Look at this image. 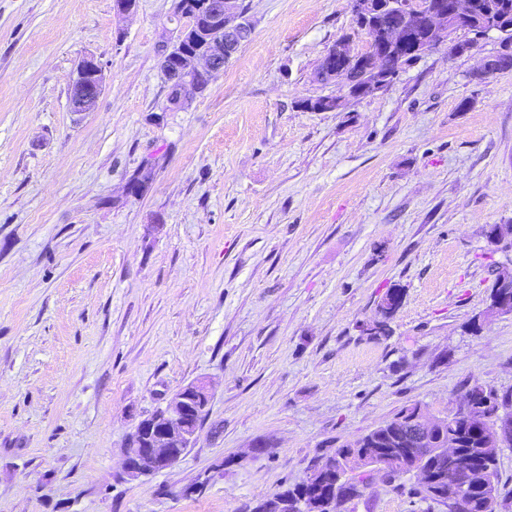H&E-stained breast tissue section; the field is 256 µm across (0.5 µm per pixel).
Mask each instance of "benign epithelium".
<instances>
[{
    "label": "benign epithelium",
    "instance_id": "7a95c632",
    "mask_svg": "<svg viewBox=\"0 0 512 512\" xmlns=\"http://www.w3.org/2000/svg\"><path fill=\"white\" fill-rule=\"evenodd\" d=\"M356 17L368 25L375 22V16L385 11L387 36L379 52L366 60V83L361 86L348 84L343 70L330 71L340 89L347 96L359 95L367 90H386L397 78L399 71L392 68L391 59L408 39L415 43L418 54H423L444 38L464 30L463 23L469 16V0H454L452 8L442 6L440 0H351ZM205 28L217 34L211 48L193 57L182 69L164 70L166 79L178 85L179 100L186 99L188 89H197L196 80L200 75L213 79L224 71L226 64L249 40L252 25L243 10L241 0H207L202 15ZM96 78L94 94L91 96L73 95L70 97L71 112L84 114L94 109L103 87V74L92 56L83 58L77 66L72 86L83 83L86 76ZM497 295L491 301V309L500 313H512V285L500 281L496 284ZM211 394L202 382H191L180 390L155 412L145 417L131 437L124 462V471L131 478L149 477L173 466L192 447L195 436L202 424L210 402ZM437 419L428 414H420L399 433L390 436L395 443L422 446L425 458H436L441 462L450 457H459L457 442L450 438L438 446L430 439ZM490 431L502 445L512 443V417L502 414L489 423ZM323 462L317 467L322 473H336L338 479L344 475H372L377 471L416 472L420 481L431 480L422 463L410 455H394L384 462L371 458L366 451L352 454L348 460H340L327 468Z\"/></svg>",
    "mask_w": 512,
    "mask_h": 512
}]
</instances>
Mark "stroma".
I'll return each instance as SVG.
<instances>
[{
    "mask_svg": "<svg viewBox=\"0 0 512 512\" xmlns=\"http://www.w3.org/2000/svg\"><path fill=\"white\" fill-rule=\"evenodd\" d=\"M244 3L251 39L170 111L174 0H0V512H246L403 408L512 392V314L485 313L512 271L484 235L512 224V70L477 74L498 34L313 112L327 50L369 45L349 0ZM391 287V336L363 335ZM197 380L193 447L122 478L141 417ZM338 512L448 508L378 475ZM87 75H91L96 78V84L94 87V94L92 96L73 95L70 97V109L71 112L76 114H84L92 112L98 97L101 94L103 87V74L102 69L93 56L84 57L77 66L76 77L72 82L71 90L83 83L84 78Z\"/></svg>",
    "mask_w": 512,
    "mask_h": 512,
    "instance_id": "obj_1",
    "label": "stroma"
}]
</instances>
